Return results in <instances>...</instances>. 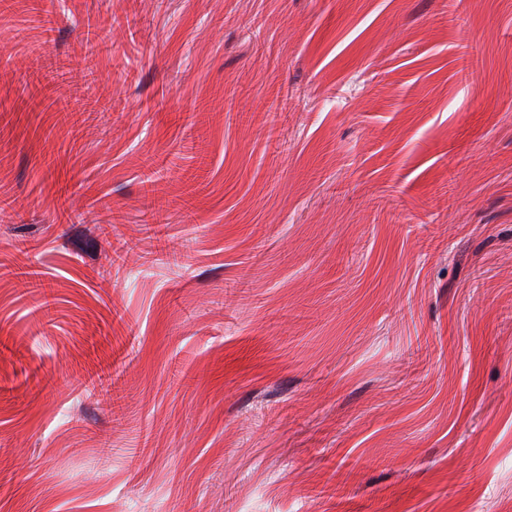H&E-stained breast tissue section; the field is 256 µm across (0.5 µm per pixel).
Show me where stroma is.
Listing matches in <instances>:
<instances>
[{
    "instance_id": "1",
    "label": "stroma",
    "mask_w": 512,
    "mask_h": 512,
    "mask_svg": "<svg viewBox=\"0 0 512 512\" xmlns=\"http://www.w3.org/2000/svg\"><path fill=\"white\" fill-rule=\"evenodd\" d=\"M115 27L79 134L0 74L51 297L0 277V512H512V0H59L46 52Z\"/></svg>"
}]
</instances>
